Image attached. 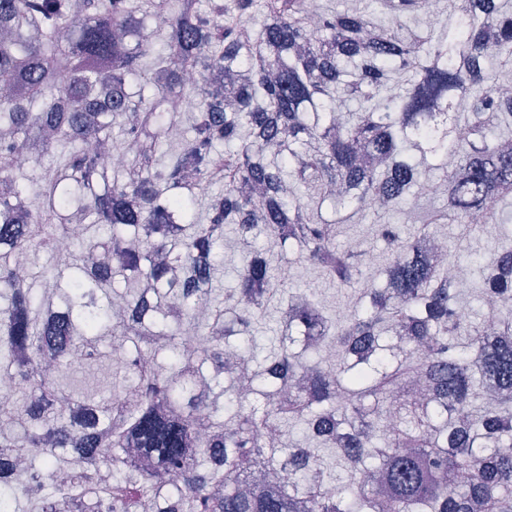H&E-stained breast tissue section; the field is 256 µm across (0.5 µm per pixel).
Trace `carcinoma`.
<instances>
[{
	"label": "carcinoma",
	"mask_w": 512,
	"mask_h": 512,
	"mask_svg": "<svg viewBox=\"0 0 512 512\" xmlns=\"http://www.w3.org/2000/svg\"><path fill=\"white\" fill-rule=\"evenodd\" d=\"M195 2L0 0V74L22 86L0 97V374L22 382L0 399V512H512V309L457 319L422 246L433 224L462 239L512 224V95L483 65L493 50L512 69V0H448L445 24L405 36L428 0H371L385 25L337 12L318 27L306 0ZM345 97L357 109L339 119ZM185 116L188 150L159 165ZM118 121L112 169L84 144H113ZM24 155L41 166L34 199ZM201 181L221 186L207 224L191 221ZM439 181L448 202L413 234L377 225L385 285L350 318L288 291L273 264L287 249L340 286L365 279L366 250L336 246L342 213L400 211ZM226 224L245 260L219 299ZM266 237L278 251L252 249ZM477 272L482 294L512 297V243ZM40 278L56 300L37 299ZM275 301L282 345L261 357L253 324ZM186 325L207 350L183 347ZM107 337L125 358L99 398L68 357L110 366Z\"/></svg>",
	"instance_id": "1"
}]
</instances>
